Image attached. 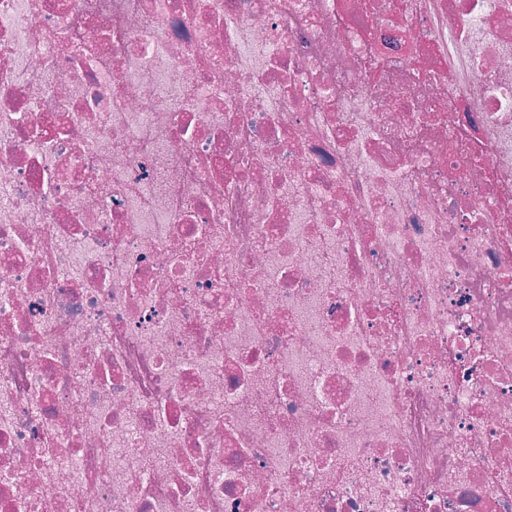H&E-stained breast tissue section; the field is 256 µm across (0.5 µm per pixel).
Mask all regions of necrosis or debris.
Returning a JSON list of instances; mask_svg holds the SVG:
<instances>
[{
	"label": "necrosis or debris",
	"instance_id": "4bbe7bcc",
	"mask_svg": "<svg viewBox=\"0 0 512 512\" xmlns=\"http://www.w3.org/2000/svg\"><path fill=\"white\" fill-rule=\"evenodd\" d=\"M0 512H512V0H0Z\"/></svg>",
	"mask_w": 512,
	"mask_h": 512
}]
</instances>
